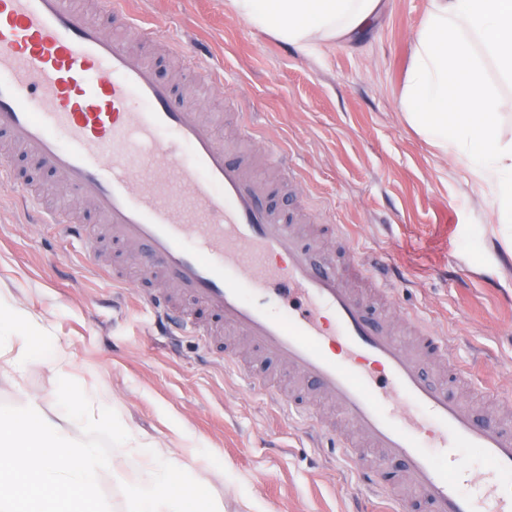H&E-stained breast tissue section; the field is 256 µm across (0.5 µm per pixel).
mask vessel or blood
I'll use <instances>...</instances> for the list:
<instances>
[{
  "mask_svg": "<svg viewBox=\"0 0 512 512\" xmlns=\"http://www.w3.org/2000/svg\"><path fill=\"white\" fill-rule=\"evenodd\" d=\"M0 135L58 173L103 219L108 240L143 248L141 295L165 336L210 332L207 311L282 363L296 381L336 406L355 437L322 418L315 402L289 398L253 370L266 392L350 457L357 484L374 489L376 466L362 448L400 461L403 479L429 512H512V399L451 360L422 319L406 345L393 323L374 317L357 282L375 267L316 260L299 230L262 202L246 161H229L215 120L204 119L151 64L131 56L69 0H0ZM22 199L42 224L84 236L64 205ZM300 295L281 314L273 298ZM448 362L450 383L430 381L425 362ZM491 401L476 413L470 394ZM485 468L474 473L471 457Z\"/></svg>",
  "mask_w": 512,
  "mask_h": 512,
  "instance_id": "obj_1",
  "label": "vessel or blood"
}]
</instances>
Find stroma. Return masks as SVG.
Instances as JSON below:
<instances>
[{
    "label": "stroma",
    "mask_w": 512,
    "mask_h": 512,
    "mask_svg": "<svg viewBox=\"0 0 512 512\" xmlns=\"http://www.w3.org/2000/svg\"><path fill=\"white\" fill-rule=\"evenodd\" d=\"M91 20L137 49L146 43L171 79L180 61L167 40L196 45L220 88L201 84L194 104L229 114L220 136L255 150L260 132L293 155L302 184L286 182L269 204L340 225L324 252L375 253L400 272L393 295L424 319L461 363L480 349L496 363V387L512 393V224L495 223L489 192L404 120L400 100L411 35L428 0H385L380 21L355 41L305 52L230 14L224 0H131L143 36L115 30L104 0H73ZM92 236L33 224L14 186L0 183V299L30 317L32 355L19 367L0 342V403L41 399L59 413L58 372L110 401L131 438L188 467L224 512H350V460L307 435L286 408L259 395L195 336H159L134 289L96 272ZM274 472L275 485L258 481Z\"/></svg>",
    "instance_id": "obj_1"
}]
</instances>
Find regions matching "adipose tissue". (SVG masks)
Here are the masks:
<instances>
[{"label":"adipose tissue","mask_w":512,"mask_h":512,"mask_svg":"<svg viewBox=\"0 0 512 512\" xmlns=\"http://www.w3.org/2000/svg\"><path fill=\"white\" fill-rule=\"evenodd\" d=\"M252 28L311 51L363 35L382 0H225ZM412 56L401 97L406 123L451 161L466 165L489 190L497 223H512V138L501 119L512 97L492 89L493 65L512 80V0H429L411 36Z\"/></svg>","instance_id":"1"}]
</instances>
